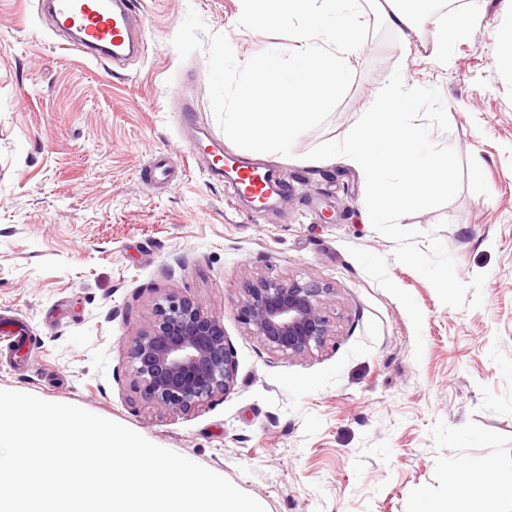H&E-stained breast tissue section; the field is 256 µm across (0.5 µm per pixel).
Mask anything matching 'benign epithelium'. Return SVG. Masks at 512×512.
I'll return each instance as SVG.
<instances>
[{
  "mask_svg": "<svg viewBox=\"0 0 512 512\" xmlns=\"http://www.w3.org/2000/svg\"><path fill=\"white\" fill-rule=\"evenodd\" d=\"M333 289L316 281L261 277L245 285L238 313L268 349L301 357L331 335ZM131 358L148 398L160 410L189 412L229 390L237 371L224 324L198 300L170 294L149 328L132 339Z\"/></svg>",
  "mask_w": 512,
  "mask_h": 512,
  "instance_id": "benign-epithelium-1",
  "label": "benign epithelium"
}]
</instances>
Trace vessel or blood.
<instances>
[{
	"instance_id": "b4317fda",
	"label": "vessel or blood",
	"mask_w": 512,
	"mask_h": 512,
	"mask_svg": "<svg viewBox=\"0 0 512 512\" xmlns=\"http://www.w3.org/2000/svg\"><path fill=\"white\" fill-rule=\"evenodd\" d=\"M55 27L73 38L72 45L87 59L123 64L138 49L140 33L132 22V0H46ZM245 192L264 201L277 191L267 174L237 163Z\"/></svg>"
}]
</instances>
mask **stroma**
I'll list each match as a JSON object with an SVG mask.
<instances>
[{
    "label": "stroma",
    "instance_id": "35a3bbf8",
    "mask_svg": "<svg viewBox=\"0 0 512 512\" xmlns=\"http://www.w3.org/2000/svg\"><path fill=\"white\" fill-rule=\"evenodd\" d=\"M144 49L123 65L69 48L40 0H0V389L79 406L193 459L267 512H412L450 498L460 464L490 481L484 512H512V0H467L466 36L437 46L451 14L397 31L381 0H360L370 32L327 122L290 157L258 159L286 193L275 208L239 199L213 173L223 140L204 51L171 41L188 9L226 34L238 60L290 37L237 24L239 0H137ZM437 88L462 158L447 205L402 218L436 231L478 309L443 305L364 221L365 179L307 153L342 139L394 69ZM165 159L168 179L155 176ZM481 176H474V164ZM333 288V332L303 357L272 352L237 311L248 281ZM201 301L224 324L233 384L190 412L158 411L130 358L156 303Z\"/></svg>",
    "mask_w": 512,
    "mask_h": 512
}]
</instances>
